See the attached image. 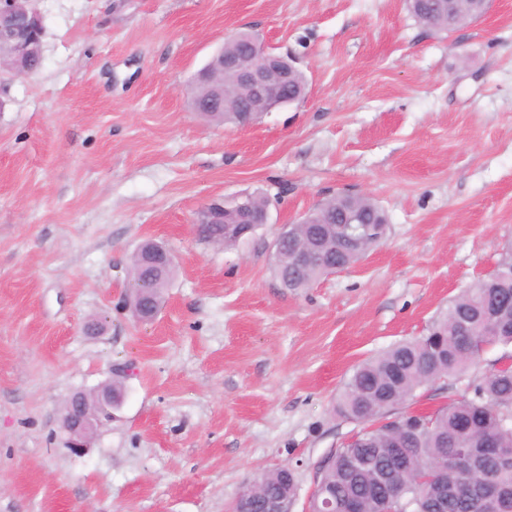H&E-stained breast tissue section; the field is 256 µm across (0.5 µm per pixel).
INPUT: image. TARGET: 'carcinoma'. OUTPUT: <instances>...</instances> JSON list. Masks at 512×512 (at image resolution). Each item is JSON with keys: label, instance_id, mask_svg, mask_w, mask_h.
<instances>
[{"label": "carcinoma", "instance_id": "cac0c4a2", "mask_svg": "<svg viewBox=\"0 0 512 512\" xmlns=\"http://www.w3.org/2000/svg\"><path fill=\"white\" fill-rule=\"evenodd\" d=\"M421 25L448 34V9L480 16L487 5L475 0H405ZM213 74L206 68L192 81L191 104L209 124L244 127L233 98L220 101L209 92ZM304 73L288 75L284 93L305 96ZM349 212L365 216L380 228L376 238L360 251L336 245V224ZM313 224L298 230L286 248H304L313 242L326 251V261L341 271L357 264L385 237L387 217L369 197L337 194L310 211ZM202 237L226 249L240 239L224 234V225L204 227ZM147 243L129 262L130 288L145 293V305L154 309L164 294L175 266L159 268L150 262L158 250ZM272 269L281 287L300 290L330 274L325 266L295 269L287 254L272 257ZM494 334L485 335L487 326ZM512 345V240L503 244L491 273L461 291L430 322L421 336L400 342L359 364L336 398L335 411L361 429L332 450L328 464L318 469L317 484L336 498V512H512L495 498H483L482 480L490 478L512 499V465L504 467L497 452L512 448V366L493 367L470 380L465 394L428 413L399 410L425 387L455 379L476 366L491 347ZM466 453L473 457L472 474L453 465L431 472L441 459ZM256 509L265 498L297 491L296 479L285 480L279 468L257 473L246 485Z\"/></svg>", "mask_w": 512, "mask_h": 512}]
</instances>
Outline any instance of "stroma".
<instances>
[{
	"instance_id": "35a3bbf8",
	"label": "stroma",
	"mask_w": 512,
	"mask_h": 512,
	"mask_svg": "<svg viewBox=\"0 0 512 512\" xmlns=\"http://www.w3.org/2000/svg\"><path fill=\"white\" fill-rule=\"evenodd\" d=\"M32 4L43 65L0 77V512H232L285 463L302 512L357 429L333 412L354 367L421 335L512 237V0L447 36L404 0ZM241 29L297 56L306 97L205 123L188 86ZM348 190L386 212L383 243L281 288V225ZM254 193L270 206L252 237L196 233L205 204ZM147 238L177 271L139 322ZM115 380L121 407L74 452L64 400Z\"/></svg>"
}]
</instances>
